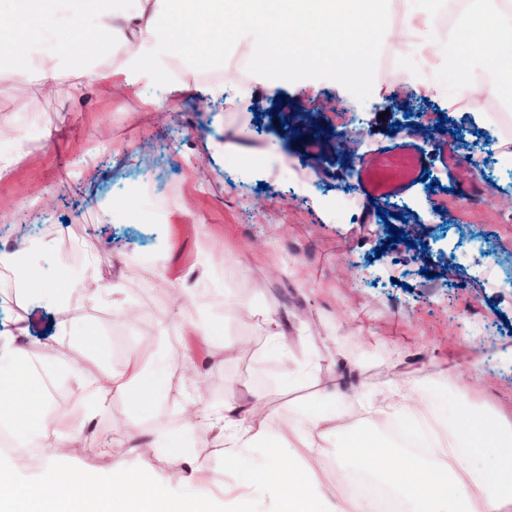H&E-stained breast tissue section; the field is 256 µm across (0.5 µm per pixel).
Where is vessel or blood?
Masks as SVG:
<instances>
[{"label": "vessel or blood", "mask_w": 512, "mask_h": 512, "mask_svg": "<svg viewBox=\"0 0 512 512\" xmlns=\"http://www.w3.org/2000/svg\"><path fill=\"white\" fill-rule=\"evenodd\" d=\"M420 169L415 151L399 145L376 154L359 175L361 186L371 198H385L400 192Z\"/></svg>", "instance_id": "b4317fda"}]
</instances>
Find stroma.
Segmentation results:
<instances>
[{
  "label": "stroma",
  "mask_w": 512,
  "mask_h": 512,
  "mask_svg": "<svg viewBox=\"0 0 512 512\" xmlns=\"http://www.w3.org/2000/svg\"><path fill=\"white\" fill-rule=\"evenodd\" d=\"M447 45L430 64L415 44L380 39L364 71L339 81L323 74L283 72L275 92L264 64L247 74L226 70L233 107H213L206 77L172 100L166 81L148 74L114 91L107 73L72 95L68 81L44 92L27 77H0V143L37 127L8 176L0 178V254L34 262L40 242L55 262L80 271L94 257L101 281L123 289L126 320L105 300L58 306L19 296L0 275V332L25 318L16 344L43 375L45 416L64 412L83 395L65 365L77 361L98 376L123 371L153 351L178 348V327L199 322L231 343L230 359L176 357L178 375L148 413L116 398L91 418L59 465L77 476L108 481L114 459L152 483L191 492L186 472L162 449H192L214 477L245 482L264 448L225 456L216 433L185 425L187 394L201 386L208 403L234 393L262 397L258 415L270 432L295 419L313 387L292 388L288 374L310 351L320 353L323 381L343 378L350 394H378L388 380L421 388L430 404H459L468 394L488 412L512 413V94L475 108L449 105L456 74L459 20L470 0H442ZM439 92L418 91L419 81ZM308 118L321 133L345 130L346 153L310 162L313 140L288 134L276 118ZM445 121L444 139L429 131ZM420 151L427 173L399 194L371 201L355 173L397 139ZM234 150L214 154L210 141ZM186 214L170 223L148 212ZM419 225L427 258L391 243L379 211ZM292 316L287 353L267 342L266 316ZM93 327L98 344L85 350L62 328ZM453 368L455 389L437 383ZM140 428L152 448L128 451L127 427ZM111 454H103L102 443Z\"/></svg>",
  "instance_id": "35a3bbf8"
}]
</instances>
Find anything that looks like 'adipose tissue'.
Listing matches in <instances>:
<instances>
[{
    "label": "adipose tissue",
    "mask_w": 512,
    "mask_h": 512,
    "mask_svg": "<svg viewBox=\"0 0 512 512\" xmlns=\"http://www.w3.org/2000/svg\"><path fill=\"white\" fill-rule=\"evenodd\" d=\"M0 12V74L9 72L18 52L30 58V69L43 88L67 79L81 93L97 75L92 58L82 56L68 39L79 21L90 24L97 55L115 59L116 76L148 69L168 78L169 92L180 96L186 86L170 73L172 61L184 72L223 70L245 62H266L271 69L267 87L277 86L276 65L287 63L295 73L323 72L346 78L349 61L368 60L370 44L384 33L388 0H10ZM475 17L461 27L456 63L455 99L469 102L512 86V8L504 0H476ZM444 17L435 0H411L398 24L401 38L419 37L422 56L436 58L444 43ZM482 74L473 84V71ZM62 267L39 279L38 295L51 302L88 301L114 296L103 285L94 261H86L66 293L53 282L64 277ZM170 352H154L133 360L120 373L99 381L85 367L71 363L68 372L92 394L90 402L65 410L55 419L39 417L44 389L32 379V369L12 335L0 336V376L14 382L0 390V428L14 430L19 421L36 419L49 456L62 454L57 440L64 431L105 412L114 398L136 410L155 408L164 397V376ZM336 404L327 413L308 408L296 425L269 436L257 419V408L238 398L223 406L205 403L193 392L191 425L219 429L224 451L234 454L263 445L270 448L253 467L243 492L216 497L209 488L206 464L190 450L175 445L164 453L199 483L189 494L125 478L124 462H116L120 485L71 476L51 468L44 481L22 482L16 472L0 468V512H255L270 500L272 512H374L370 500L347 493L345 475L329 478L322 465L323 444L350 429L351 447L361 449L358 469L393 495L409 503L412 512H512V416L462 407L449 423H439L427 435V458L375 441L361 431L362 423H382L394 414L422 417L426 398L390 385L378 401L350 400L341 385L322 386Z\"/></svg>",
    "instance_id": "1"
}]
</instances>
